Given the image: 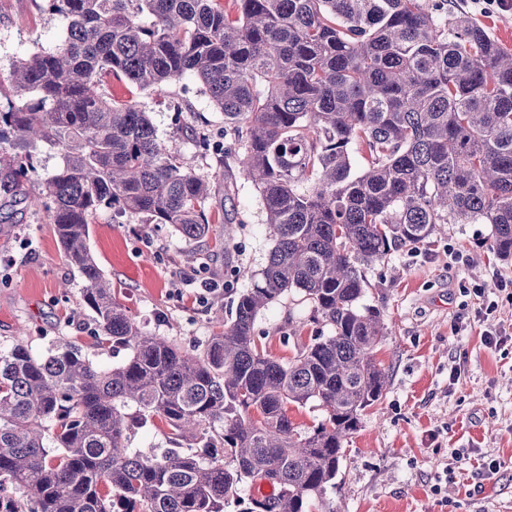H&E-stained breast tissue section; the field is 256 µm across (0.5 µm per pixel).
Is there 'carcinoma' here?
Segmentation results:
<instances>
[{"mask_svg":"<svg viewBox=\"0 0 512 512\" xmlns=\"http://www.w3.org/2000/svg\"><path fill=\"white\" fill-rule=\"evenodd\" d=\"M48 2L65 39L0 82L3 189L48 213L84 279L93 347L128 355L104 366L65 339L45 356L22 339L0 350V512H319L344 442L388 387L374 358L388 325L359 306L365 271L446 224H492L491 248L512 257V52L448 0ZM187 75L224 112L275 241L190 352L126 313L87 246L105 209L233 239L208 178L137 102L103 91L112 77L154 90ZM194 139L224 165L208 130ZM40 142L62 162L34 195ZM292 288L330 335L282 363L255 320ZM308 402L326 418L303 433L288 406ZM153 418L171 447L148 455L130 440ZM247 480L274 492L244 498Z\"/></svg>","mask_w":512,"mask_h":512,"instance_id":"1","label":"carcinoma"}]
</instances>
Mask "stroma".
Segmentation results:
<instances>
[{
	"instance_id": "obj_1",
	"label": "stroma",
	"mask_w": 512,
	"mask_h": 512,
	"mask_svg": "<svg viewBox=\"0 0 512 512\" xmlns=\"http://www.w3.org/2000/svg\"><path fill=\"white\" fill-rule=\"evenodd\" d=\"M450 6L512 50V12L485 11L473 0ZM65 32L64 18L43 0H0V75L33 51L55 48ZM106 90L142 105L158 138L177 145L186 164L209 179L214 211L237 226L225 248L185 240L173 226L134 213L103 212L89 229L88 247L117 301L144 330L189 350L210 335L212 312L228 306L229 289L250 287L266 264L273 242L263 201L235 159L216 170L171 112L186 103L197 126L223 132V113L194 77L153 91L119 81ZM0 205L10 215L0 226V345L20 338L44 355L68 336L89 346L95 323L80 309L84 282L46 211L1 193ZM492 239V225L450 224L368 271L361 303L378 308L389 325L375 358L390 385L346 445L326 495L331 512H512V341L491 346L483 338L487 329L512 324V300L498 289L512 280V259L497 257ZM191 250L199 254L193 264L184 260ZM204 281L224 284L225 293L200 302ZM312 315L294 289L258 314L256 333L285 361L294 348L282 343L284 334L301 343L329 335ZM485 456L501 464L490 479L481 473Z\"/></svg>"
}]
</instances>
